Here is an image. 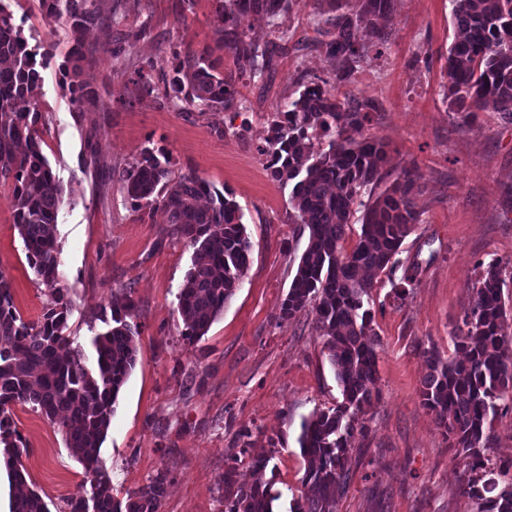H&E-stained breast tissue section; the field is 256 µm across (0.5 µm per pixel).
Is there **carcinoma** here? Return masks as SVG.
Segmentation results:
<instances>
[{
	"instance_id": "obj_1",
	"label": "carcinoma",
	"mask_w": 512,
	"mask_h": 512,
	"mask_svg": "<svg viewBox=\"0 0 512 512\" xmlns=\"http://www.w3.org/2000/svg\"><path fill=\"white\" fill-rule=\"evenodd\" d=\"M292 0H216L215 21L223 45L233 53L238 72L260 79L268 71L277 44L260 46L239 30L252 16L269 28ZM331 10L318 26L329 37L326 54L336 61V80L351 76L353 65L370 47L381 54L390 38L376 21L393 12L394 0H325ZM456 32L448 50L446 99L464 123L480 112H496L512 121V0H453ZM44 15L63 21L74 35L66 53L73 79L68 90L77 112L104 108L96 87L80 79L81 65L99 52L85 35L104 22L96 0H39ZM375 36L366 44L360 31ZM40 80L27 42L0 3V185L11 184L14 222L28 265L51 290V301L37 322L24 321L13 302L12 286L0 272V445L11 482L20 492L10 512H50L40 493L28 485L21 458L27 446L13 426L10 406L28 403L56 424L67 447L90 476L89 484L68 501L70 512H160L169 477L158 473L126 498L112 493L100 449L111 425L119 394L137 360V332L126 318L135 304L131 292L112 299V328L94 336L92 361L66 336L70 301L60 281L57 218L62 189L42 151V119L33 91ZM165 97L184 109L231 111L240 106L235 75L219 71L211 53L173 52L172 76L162 78ZM129 101L155 90L138 74ZM375 105L339 97L319 84L270 113L269 134L260 152L273 180L292 183L295 224L308 228L303 251L280 308L295 319L314 312V329L335 369L342 401L317 408L301 424L299 448L306 462L302 489L290 512H336L350 481L348 461L355 435L368 430L365 415L379 400L375 391L376 346L365 302L375 277L396 263L395 256L417 221L415 196L420 175L404 169L390 189L372 203L362 191L383 178L387 144L353 133L370 121ZM329 137L328 149L310 154L314 135ZM162 148H144L139 158L113 171L111 178L136 211L164 210L167 223L193 248L191 268L177 296V311L195 344L224 311L249 266L251 242L241 209L231 193L214 189L194 173L172 177ZM365 208L361 234L344 250L352 208ZM499 262L491 261L472 288L461 324L453 331L456 353L444 357L433 345L423 349L427 371L422 404L456 449L464 468L460 493L473 512H512V457L495 463L485 457L499 401H512V340L501 328L506 315ZM224 512H274L277 496L263 481L240 484L235 467L224 471Z\"/></svg>"
}]
</instances>
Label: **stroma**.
I'll return each instance as SVG.
<instances>
[{"mask_svg":"<svg viewBox=\"0 0 512 512\" xmlns=\"http://www.w3.org/2000/svg\"><path fill=\"white\" fill-rule=\"evenodd\" d=\"M0 3L40 73L34 99L42 111L43 153L63 189L57 245L60 285L70 300L66 334L91 352L93 336L112 325L113 295L131 289L135 303L137 361L100 451L114 496L166 471L172 483L160 512H222L225 470L237 466L239 480L252 482L251 455L274 438L278 451L265 478L278 496L275 512H290L298 497L306 467L301 423L315 409L334 406L341 391L313 313L279 318L308 230L289 220L291 189L272 180L258 148L269 113L323 80L336 95L375 104L363 133L387 143L388 162L372 197L402 169L421 174L419 221L371 293L380 399L366 415L367 436L353 442L351 478L336 512H472L459 492L463 466L420 399L422 350L433 345L453 353L450 333L483 265L499 261L512 277V121L483 112L467 126L450 110L451 0H395L387 45L368 53L341 83L313 24L318 0H293L278 18L288 40L264 80H239V110L203 113L180 109L160 91L130 107L121 99L138 72L155 80L169 74L179 48L212 50L224 70H233L231 53L218 46L215 0H98L102 14L119 20L130 37L119 56L100 52L83 62V77L105 109L81 115L63 69L70 30L48 22L38 0ZM94 124L101 132L91 147L86 136ZM216 125L224 137L213 133ZM146 146L163 148L174 173H196L230 192L252 243L239 288L194 345L183 339L177 311L192 249L171 235L162 210L134 211L111 179ZM410 269L417 285L405 300L395 299ZM0 273L12 283L23 320L38 321L50 290L27 263L7 185L0 187ZM11 416L28 448L22 462L30 486L51 512H68V499L86 479L83 465L58 427L31 405L12 404ZM244 427L253 442L248 454L237 439Z\"/></svg>","mask_w":512,"mask_h":512,"instance_id":"1","label":"stroma"}]
</instances>
